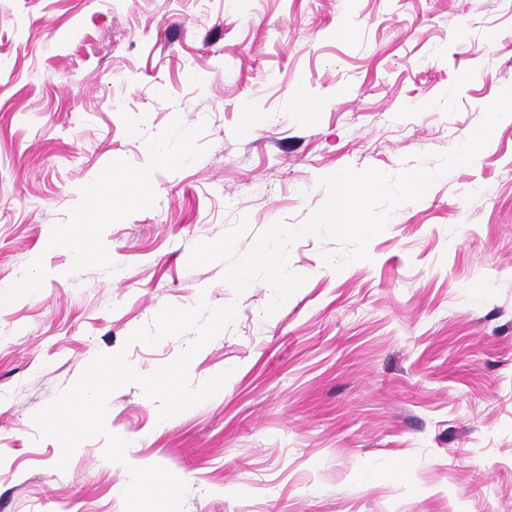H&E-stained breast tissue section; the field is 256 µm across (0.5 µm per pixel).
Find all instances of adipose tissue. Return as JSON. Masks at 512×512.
Returning a JSON list of instances; mask_svg holds the SVG:
<instances>
[{
  "label": "adipose tissue",
  "mask_w": 512,
  "mask_h": 512,
  "mask_svg": "<svg viewBox=\"0 0 512 512\" xmlns=\"http://www.w3.org/2000/svg\"><path fill=\"white\" fill-rule=\"evenodd\" d=\"M151 187L148 174L136 170H102L81 192L77 222L62 225L54 242L68 251L77 263L103 261L97 230L117 203L146 196Z\"/></svg>",
  "instance_id": "obj_1"
}]
</instances>
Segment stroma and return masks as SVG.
Masks as SVG:
<instances>
[{
    "label": "stroma",
    "mask_w": 512,
    "mask_h": 512,
    "mask_svg": "<svg viewBox=\"0 0 512 512\" xmlns=\"http://www.w3.org/2000/svg\"><path fill=\"white\" fill-rule=\"evenodd\" d=\"M0 61V512H125L102 442L58 469L32 417L97 354L174 360L191 334L128 338L202 288L237 305L190 374L228 372L223 393L161 427L129 384L106 416L186 483L184 512H512V123L394 209L368 259L336 271L340 244L297 241L306 281L272 315L265 282L238 296L223 264L188 265L241 218L243 251L304 223L323 176L435 169L512 86V0H0ZM300 89L317 112L287 110ZM113 167L154 187L102 228L108 265L75 264L56 229ZM33 267L38 294L7 299Z\"/></svg>",
    "instance_id": "35a3bbf8"
}]
</instances>
